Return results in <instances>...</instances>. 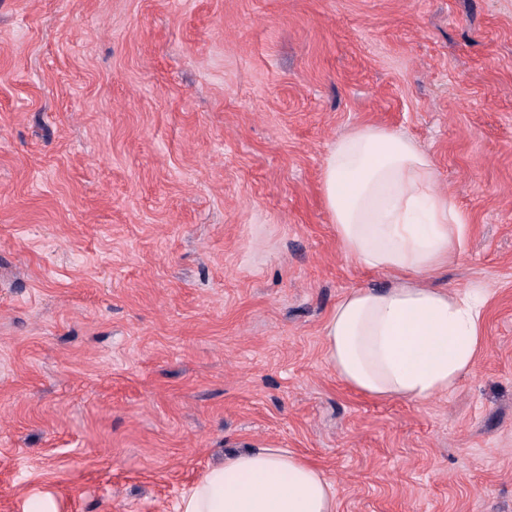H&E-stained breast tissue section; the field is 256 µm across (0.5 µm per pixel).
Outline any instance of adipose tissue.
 I'll use <instances>...</instances> for the list:
<instances>
[{
	"mask_svg": "<svg viewBox=\"0 0 512 512\" xmlns=\"http://www.w3.org/2000/svg\"><path fill=\"white\" fill-rule=\"evenodd\" d=\"M437 179L427 154L380 127L338 137L322 162L325 205L347 258L390 276L346 294L323 330L327 363L375 399L448 393L473 369L482 342V289L450 293L425 283L468 235ZM178 512H336V489L308 460L259 448L209 469Z\"/></svg>",
	"mask_w": 512,
	"mask_h": 512,
	"instance_id": "adipose-tissue-1",
	"label": "adipose tissue"
}]
</instances>
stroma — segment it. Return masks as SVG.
<instances>
[{
  "mask_svg": "<svg viewBox=\"0 0 512 512\" xmlns=\"http://www.w3.org/2000/svg\"><path fill=\"white\" fill-rule=\"evenodd\" d=\"M407 135L466 215L473 370L376 401L324 360L340 135ZM285 448L337 512H512V0H0V512H175Z\"/></svg>",
  "mask_w": 512,
  "mask_h": 512,
  "instance_id": "1",
  "label": "stroma"
}]
</instances>
